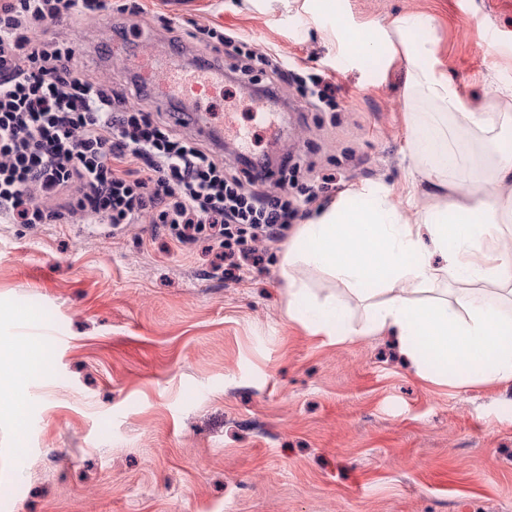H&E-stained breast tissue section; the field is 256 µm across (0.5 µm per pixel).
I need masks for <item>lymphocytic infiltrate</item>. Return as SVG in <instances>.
Instances as JSON below:
<instances>
[{
	"instance_id": "obj_1",
	"label": "lymphocytic infiltrate",
	"mask_w": 512,
	"mask_h": 512,
	"mask_svg": "<svg viewBox=\"0 0 512 512\" xmlns=\"http://www.w3.org/2000/svg\"><path fill=\"white\" fill-rule=\"evenodd\" d=\"M144 16L140 0H0V219L12 224L154 225L179 246L219 248L215 271L237 279L262 257L247 241L279 239L299 214L295 196L253 190L269 171L227 175L224 157L169 121L129 106L148 84L94 80L58 30L111 12Z\"/></svg>"
}]
</instances>
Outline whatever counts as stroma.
Returning <instances> with one entry per match:
<instances>
[{"mask_svg":"<svg viewBox=\"0 0 512 512\" xmlns=\"http://www.w3.org/2000/svg\"><path fill=\"white\" fill-rule=\"evenodd\" d=\"M155 21L135 45L102 56L117 14L65 34L89 77L113 85L136 57L164 51L173 20L192 62L194 25L223 27L336 84L318 112L299 92L280 102V134L256 125L252 94L270 67L217 59L231 96L213 112L254 127V153H288L299 180L321 174L304 218L351 187L400 189L415 173L398 65L347 61L296 17L242 0H145ZM347 25L384 26L425 12L438 67L473 107L512 88V0H342ZM287 239L262 243L243 281L214 274L204 245L177 247L150 225L0 221V344L23 329L48 360L24 379L23 418L0 414V512H512V384L436 383L387 335L332 344L291 320L280 263ZM300 278L336 292L345 323L367 311L321 271Z\"/></svg>","mask_w":512,"mask_h":512,"instance_id":"35a3bbf8","label":"stroma"}]
</instances>
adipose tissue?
Segmentation results:
<instances>
[{
  "label": "adipose tissue",
  "instance_id": "adipose-tissue-1",
  "mask_svg": "<svg viewBox=\"0 0 512 512\" xmlns=\"http://www.w3.org/2000/svg\"><path fill=\"white\" fill-rule=\"evenodd\" d=\"M308 28L329 36L354 58L370 60L383 45L387 63L405 70V98L431 104L428 112H407L408 144L418 173L432 189L448 187L451 170L462 172L466 191L445 206L406 219L401 205L415 206L417 195L378 187L349 188L313 221L298 225L282 258L288 283V315L311 335L342 343L349 333L337 326L344 301L317 297L293 270L305 265L326 272L368 303L363 334L388 333L399 342L407 363L423 372L431 360L459 382L479 374L481 382L512 383V249L504 248L512 226V89L485 108L473 109L457 86L435 65L437 40L431 16L402 13L388 26L347 33L336 0H302L297 13ZM481 136L488 163L463 162L453 144ZM505 193L502 207L489 206V188ZM430 238L444 259L432 267L421 243ZM454 285L422 297L423 286L442 277Z\"/></svg>",
  "mask_w": 512,
  "mask_h": 512
}]
</instances>
